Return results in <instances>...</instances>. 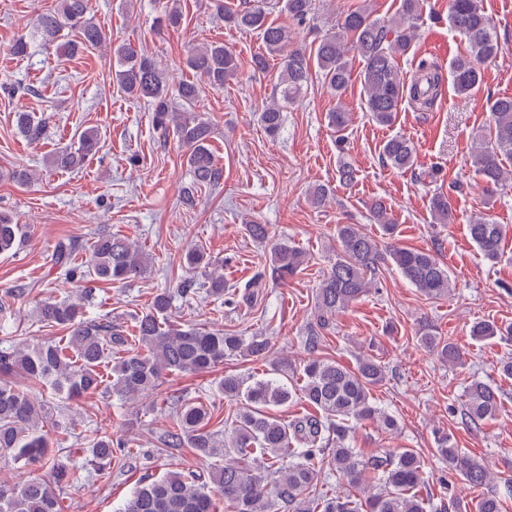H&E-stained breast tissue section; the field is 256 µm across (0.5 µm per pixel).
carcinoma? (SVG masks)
Masks as SVG:
<instances>
[{
    "instance_id": "1",
    "label": "carcinoma",
    "mask_w": 512,
    "mask_h": 512,
    "mask_svg": "<svg viewBox=\"0 0 512 512\" xmlns=\"http://www.w3.org/2000/svg\"><path fill=\"white\" fill-rule=\"evenodd\" d=\"M282 10L302 26L313 19L315 0H282ZM218 11L225 22L254 31L261 39V51L252 57L253 69L264 72L270 62L279 61L276 95L258 113V121L271 135L283 125L284 104L301 95L312 70H317L330 92L342 95L351 81L348 54L352 48L363 62L360 81L365 108L377 123L391 125L406 98L426 110L441 95L444 74L434 61L420 59L408 84L399 75L398 60L411 50L423 15L422 0H401L398 19L387 24L373 18L367 5L347 11L336 20L334 31L308 49L294 44L290 28L268 21L267 0H241ZM90 12L91 0H56L35 24L42 46H55L68 56L100 47L107 37L90 19ZM183 19L180 4L173 0L164 7L159 23L178 28ZM448 27L468 41L467 52L453 58L448 68L454 91L466 95L482 79L478 64L502 53L504 46L482 0H450ZM64 30L71 32V39L60 43ZM112 58L119 66L115 76L124 92L147 100L155 127L166 136L173 135L184 148L192 186H220L224 170L211 151V122L196 112L194 105L201 86L221 90L235 75V56L222 43L190 51L186 67L196 81L183 82L173 92L156 62L132 44L114 47ZM488 106L492 125L473 150V167L493 195L512 181L503 164L504 159H512V95L493 98ZM327 120L338 138H343L350 113L338 106L328 113ZM16 123L27 141L35 143L42 139L47 121L20 112ZM98 144V133L86 130L79 135L77 148L52 152L48 163L53 169H76L96 152ZM382 158L394 168L409 169L414 164L415 147L408 138L393 135L382 146ZM369 210L385 239L366 235L354 224L337 225L339 252L316 289L313 318L303 337L311 353L321 349L336 315L366 295L374 280L391 266L425 298L448 296L451 279L447 266L430 251L391 242L396 225L382 202L371 204ZM430 210L439 224L455 219L451 202L442 192L433 194ZM468 234L485 259H499L503 228L491 215L470 216ZM23 235V225L0 212V254L12 250ZM73 258L71 244L56 245L55 263L68 279L77 276ZM307 263L304 250L287 241L275 243L263 271L245 287L261 288L267 280L285 283ZM148 266L149 258L139 247L113 234L95 242L87 273L95 283H130L142 278ZM170 308L169 291L157 293L150 307L137 316L133 335L126 336L110 321L84 319L82 308L71 301L48 300L37 308L38 319L51 327H64L67 343L50 340L0 349V459L27 467L48 464L51 470L48 481L31 477L19 484H0V512H61L63 495L80 479L70 456L50 451L51 441L39 426L46 414L44 402L19 389L12 375L19 373L56 394L93 395L103 386L101 364L115 352L120 357L112 369L109 391L130 402L157 390L169 374L205 373L226 360L260 359L268 351L263 336L183 325L171 319ZM470 335L477 340L512 338V326L503 328L480 320L472 324ZM420 341L448 363H462L458 346L442 339L432 327L421 328ZM294 376L301 381L303 398L317 413L285 420L276 414V408L292 398L288 379ZM384 380L381 363L364 356L352 367L330 357H315L300 370L281 358L271 362L266 377L260 379L224 374L220 391L239 405L231 434L211 429V414L203 406L183 403L172 414V429L163 439L168 448H189L201 460L222 458L224 465L205 474L176 469L159 477L148 476L123 512H219L220 501L231 512H360L364 506L369 512H428L434 505L420 494L425 476L418 451L402 448L365 457L349 447L351 420L373 421L385 431L396 429V420L372 400V389ZM501 409L497 388L478 380L467 386L464 416L470 424L476 427L492 420ZM436 450L467 487H479L490 479L486 465L456 448L450 435L436 437ZM89 452L98 467L111 464L115 452L112 436L98 437ZM323 460L352 492L328 498L311 495L321 477L319 462Z\"/></svg>"
}]
</instances>
